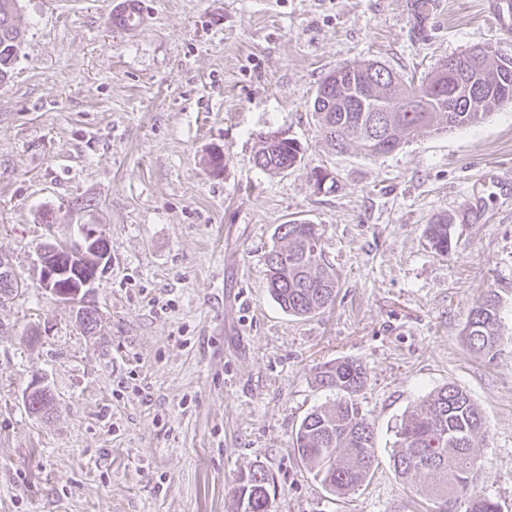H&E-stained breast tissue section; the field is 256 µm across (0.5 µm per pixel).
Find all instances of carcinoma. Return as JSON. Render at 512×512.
I'll return each instance as SVG.
<instances>
[{
	"instance_id": "carcinoma-1",
	"label": "carcinoma",
	"mask_w": 512,
	"mask_h": 512,
	"mask_svg": "<svg viewBox=\"0 0 512 512\" xmlns=\"http://www.w3.org/2000/svg\"><path fill=\"white\" fill-rule=\"evenodd\" d=\"M18 0H0V83L12 72L22 39ZM475 81L478 96L470 109L457 107L454 93ZM416 100L409 112L392 108L403 99ZM512 103V58L493 57L448 76V61L418 81H407L378 61L336 68L320 83L313 102L324 140L343 152L355 142L376 157L398 149L420 129L448 132L480 123L497 106ZM303 148L292 138L277 141L259 135L255 165L281 174L301 165ZM277 243L264 259L265 283L280 308L292 316H309L331 307L338 281L327 270L322 229L305 219L277 226ZM431 248L440 256L455 251L452 225L438 219L428 225ZM500 298L489 291L472 308L463 329L467 347L492 352L502 339ZM314 381L335 392L328 406L302 419L293 448L322 487L336 495L359 490L375 462L374 433L360 411L357 396L367 382L365 368L344 358L319 367ZM484 417L471 396L448 383L429 394L396 427L395 472L436 508V512H500L493 499L470 491L478 471L475 440L484 433ZM274 479L262 466L239 476L235 497L243 512H272Z\"/></svg>"
}]
</instances>
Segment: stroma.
<instances>
[{"instance_id": "1", "label": "stroma", "mask_w": 512, "mask_h": 512, "mask_svg": "<svg viewBox=\"0 0 512 512\" xmlns=\"http://www.w3.org/2000/svg\"><path fill=\"white\" fill-rule=\"evenodd\" d=\"M118 2H18L24 35L0 84V258L22 284L0 297V512H238L236 481L257 465L273 512H426L392 466L395 428L451 382L485 421L472 490L512 512V195L459 221L512 172V104L378 157L332 151L313 117L337 67L418 76L474 46L512 58V33L485 0H137L132 28L113 25ZM267 132L303 146L300 169L255 166ZM315 169L333 190H314ZM291 218L321 226L339 283L309 317L265 288ZM439 218L457 241L446 257L427 237ZM86 224L112 254L93 335L33 276L47 243ZM491 290L503 338L479 356L462 331ZM345 357L367 372L378 464L341 498L292 441L335 398L317 367ZM36 377L54 397L43 417L22 400Z\"/></svg>"}]
</instances>
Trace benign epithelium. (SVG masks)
<instances>
[{"label":"benign epithelium","mask_w":512,"mask_h":512,"mask_svg":"<svg viewBox=\"0 0 512 512\" xmlns=\"http://www.w3.org/2000/svg\"><path fill=\"white\" fill-rule=\"evenodd\" d=\"M112 267V255L109 251L107 241L102 232L94 225L86 224L83 227V233L80 240L75 243L69 257L65 260L59 257L57 249L49 246L40 255L39 262L36 265L37 276L40 285L47 289L56 299L63 302H72V299L57 293L52 288L53 277L72 274L81 281L79 292L84 294L82 306L84 309L76 314L77 322L89 325L86 309L91 307L89 298L92 295L98 283V279L88 275L86 267L91 263ZM24 401L27 405L35 409V414L44 416L48 414L53 405V394L45 385L44 381L36 378L28 386Z\"/></svg>","instance_id":"7a95c632"}]
</instances>
